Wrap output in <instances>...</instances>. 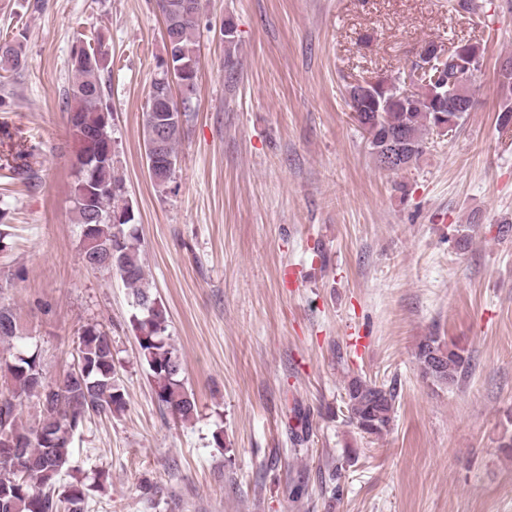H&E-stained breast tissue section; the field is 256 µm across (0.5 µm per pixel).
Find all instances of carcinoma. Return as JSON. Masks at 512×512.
Instances as JSON below:
<instances>
[{
    "label": "carcinoma",
    "mask_w": 512,
    "mask_h": 512,
    "mask_svg": "<svg viewBox=\"0 0 512 512\" xmlns=\"http://www.w3.org/2000/svg\"><path fill=\"white\" fill-rule=\"evenodd\" d=\"M193 4L194 16H185L186 3ZM165 24V40L172 46V78L161 85L154 81L149 93L148 110L166 119L163 146L156 156L154 186L162 191L173 182L177 147L190 116L191 100L196 92L199 67L197 34L201 22V0H156ZM80 60L70 59L72 83L66 91L68 114L76 152L72 168L75 180L71 198L73 222L90 226L89 236L103 246L105 271L119 275L131 290L133 313L130 324L139 345V358L145 365L157 401L183 423L194 419L197 411L193 394L184 383V367L174 370L170 361L181 359L179 350L167 334V318L161 303L145 285L141 242L133 207L125 196V184L115 174L114 159L99 160L89 134L104 141L112 138V128L102 125L103 114L112 111L105 95L104 71L108 68V50L102 41L95 47H81ZM430 61L428 50L421 48L419 60L401 78L380 88L362 92L348 85L347 105L364 107L375 130L369 144L376 155L394 142L403 145L407 163L395 172L417 164L427 149L425 133L448 125L457 131L473 110L469 105L452 104L458 75L477 72L483 60L465 69L453 56L439 63L437 83L432 75L420 72ZM24 67L20 45L0 39V69L17 71ZM501 106L498 120L512 121V71L497 73ZM181 90V100L173 97V86ZM100 188L93 209L84 197L91 186ZM25 338L14 308L0 304V342ZM79 370L63 376H47L38 347L27 345L11 357H0V377L10 386L0 389V441L11 438L21 443L13 462L0 461V512H87L88 485L70 476L72 442L75 432L91 415L108 416L126 408L112 353V338L98 324L83 327L75 349ZM416 361L423 376L439 383L452 384L469 366L465 348L454 342L442 344L439 337L427 336L417 345ZM56 387L50 398L37 406L38 419L22 421L23 408L34 398L35 376ZM392 386L367 382L358 377L346 387L344 405L350 422L361 433L380 436L390 429L396 403ZM72 480H67V477Z\"/></svg>",
    "instance_id": "obj_1"
}]
</instances>
